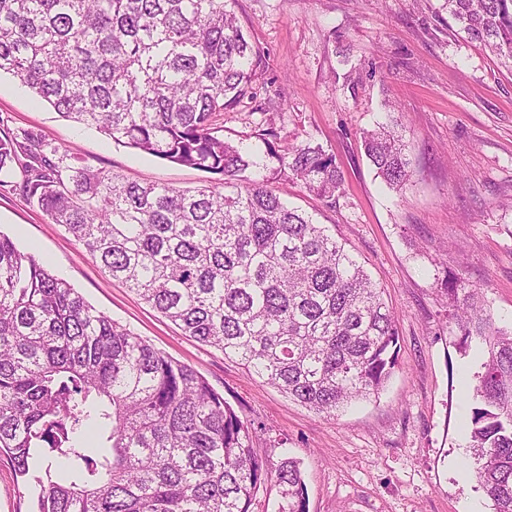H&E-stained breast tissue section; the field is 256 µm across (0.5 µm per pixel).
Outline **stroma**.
<instances>
[{"instance_id":"stroma-1","label":"stroma","mask_w":512,"mask_h":512,"mask_svg":"<svg viewBox=\"0 0 512 512\" xmlns=\"http://www.w3.org/2000/svg\"><path fill=\"white\" fill-rule=\"evenodd\" d=\"M443 0H236L265 55L254 84L265 110L218 117L224 136L257 145L321 144L344 175L323 202L302 183L270 188L312 214L364 263L399 316V365L379 398L326 417L251 377L220 350L185 336L135 293L109 280L64 229L16 192L0 190V232L35 253L98 311L192 366L237 414L284 440L301 463L307 512H491L463 428L481 346L448 320L441 281L462 271L496 326L512 328V72L441 20ZM404 128L413 177L389 189L367 160L363 130ZM0 122L39 129L98 168L192 188L209 173L161 160L62 120L10 75ZM34 484L0 459V512H29Z\"/></svg>"}]
</instances>
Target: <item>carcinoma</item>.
<instances>
[{"label":"carcinoma","instance_id":"carcinoma-1","mask_svg":"<svg viewBox=\"0 0 512 512\" xmlns=\"http://www.w3.org/2000/svg\"><path fill=\"white\" fill-rule=\"evenodd\" d=\"M236 0H0V74L112 142L222 177L180 189L90 165L33 128L0 132V187L61 225L112 279L182 332L326 416L376 396L398 365L399 320L324 224L268 189L322 200L344 176L320 144L264 158L216 117L256 99L263 54ZM464 38L512 70V0H444ZM384 182H410L402 132H362ZM444 289L464 338L486 345L468 448L493 512H512V331L459 273ZM257 428L192 367L96 310L0 233V456L39 487L36 512H307L298 460L256 448ZM48 461L44 474L36 461Z\"/></svg>","mask_w":512,"mask_h":512}]
</instances>
